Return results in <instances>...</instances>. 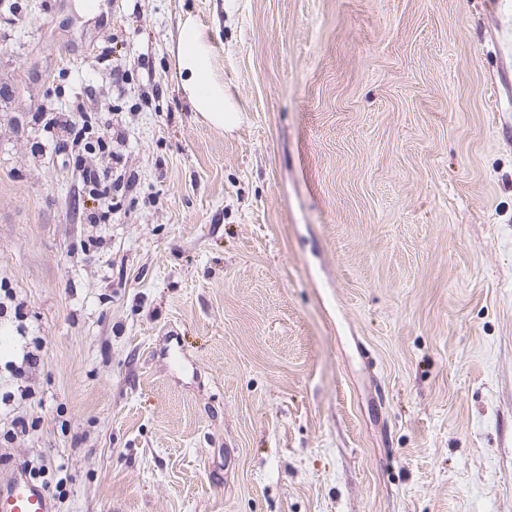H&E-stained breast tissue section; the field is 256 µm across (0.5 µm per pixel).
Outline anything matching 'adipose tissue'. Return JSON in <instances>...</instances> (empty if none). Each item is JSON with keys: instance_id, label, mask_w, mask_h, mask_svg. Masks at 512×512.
<instances>
[{"instance_id": "1", "label": "adipose tissue", "mask_w": 512, "mask_h": 512, "mask_svg": "<svg viewBox=\"0 0 512 512\" xmlns=\"http://www.w3.org/2000/svg\"><path fill=\"white\" fill-rule=\"evenodd\" d=\"M178 69L184 76L183 87L195 111L209 124L233 129L241 121L235 104L226 97L210 65V46L198 29L187 25L180 29L174 46Z\"/></svg>"}]
</instances>
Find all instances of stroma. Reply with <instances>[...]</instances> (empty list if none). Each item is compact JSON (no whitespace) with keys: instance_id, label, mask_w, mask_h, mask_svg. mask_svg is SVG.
Segmentation results:
<instances>
[{"instance_id":"35a3bbf8","label":"stroma","mask_w":512,"mask_h":512,"mask_svg":"<svg viewBox=\"0 0 512 512\" xmlns=\"http://www.w3.org/2000/svg\"><path fill=\"white\" fill-rule=\"evenodd\" d=\"M75 3L0 0V468L59 512H512V0ZM183 87L195 111L209 124L232 130L241 121L235 104L226 97L224 86L217 82L210 65V46L198 29L186 25L174 45ZM82 178L86 184L91 185V191L99 205L105 204L111 199L112 181L104 173H99L94 169L83 168Z\"/></svg>"}]
</instances>
